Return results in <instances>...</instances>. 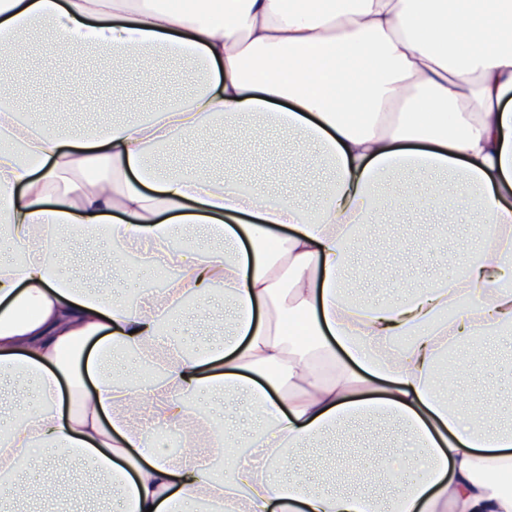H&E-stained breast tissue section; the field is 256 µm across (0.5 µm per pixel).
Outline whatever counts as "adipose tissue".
<instances>
[{
  "mask_svg": "<svg viewBox=\"0 0 512 512\" xmlns=\"http://www.w3.org/2000/svg\"><path fill=\"white\" fill-rule=\"evenodd\" d=\"M86 49L84 29L131 75L166 52L197 62L198 87L125 122L47 130L0 88V512H14L42 459L118 491L121 512H512V430L438 394L450 353L512 330V0H0V52L31 29ZM314 144L329 170L312 197L243 190L232 175L149 150L269 126ZM106 165L119 185L87 172ZM429 199L482 213L478 247L449 256L395 299L350 297L354 248L371 220ZM287 235H279V228ZM141 265L171 262L167 287L134 303L99 272L62 274L69 243ZM221 317L220 342L186 346L181 317ZM342 356L340 379L311 368ZM211 393L214 407L190 401ZM236 397L253 426L224 421ZM360 418L411 435L426 466L382 494L316 487L290 467L306 445ZM182 427L190 451L158 439Z\"/></svg>",
  "mask_w": 512,
  "mask_h": 512,
  "instance_id": "ef3b65f1",
  "label": "adipose tissue"
}]
</instances>
